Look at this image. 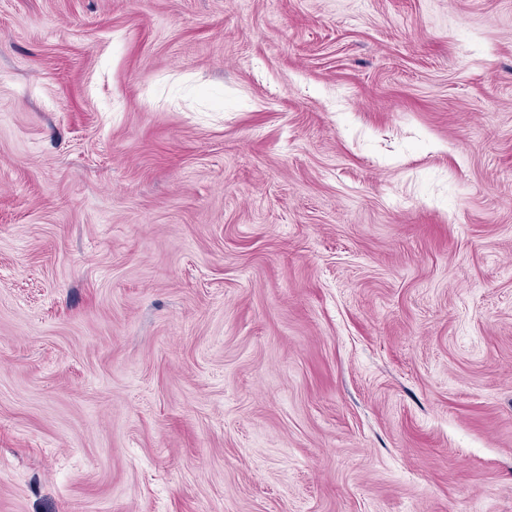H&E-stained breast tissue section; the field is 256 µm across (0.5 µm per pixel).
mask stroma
Listing matches in <instances>:
<instances>
[{
    "instance_id": "obj_1",
    "label": "stroma",
    "mask_w": 512,
    "mask_h": 512,
    "mask_svg": "<svg viewBox=\"0 0 512 512\" xmlns=\"http://www.w3.org/2000/svg\"><path fill=\"white\" fill-rule=\"evenodd\" d=\"M0 512H512V0H0Z\"/></svg>"
}]
</instances>
